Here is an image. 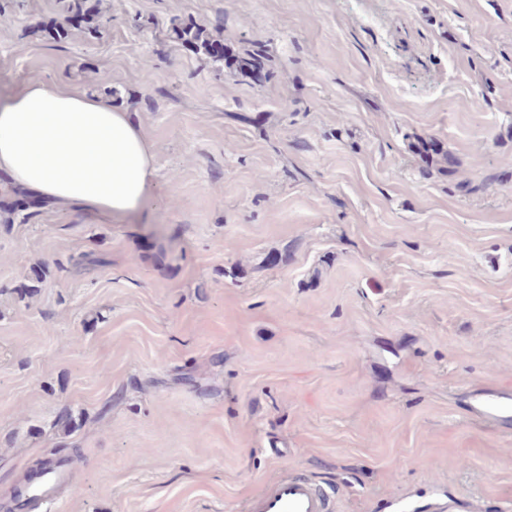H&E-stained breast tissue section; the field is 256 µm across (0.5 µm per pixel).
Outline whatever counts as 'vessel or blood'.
<instances>
[{
    "label": "vessel or blood",
    "instance_id": "obj_1",
    "mask_svg": "<svg viewBox=\"0 0 512 512\" xmlns=\"http://www.w3.org/2000/svg\"><path fill=\"white\" fill-rule=\"evenodd\" d=\"M483 422L501 424L512 420V394L483 393L472 408ZM331 497L309 480L282 474L245 504L246 512H329Z\"/></svg>",
    "mask_w": 512,
    "mask_h": 512
}]
</instances>
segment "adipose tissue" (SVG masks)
Masks as SVG:
<instances>
[{"label": "adipose tissue", "mask_w": 512, "mask_h": 512, "mask_svg": "<svg viewBox=\"0 0 512 512\" xmlns=\"http://www.w3.org/2000/svg\"><path fill=\"white\" fill-rule=\"evenodd\" d=\"M155 168L128 113L82 91L28 82L0 105V176L21 203H68L92 223L141 211Z\"/></svg>", "instance_id": "obj_1"}]
</instances>
